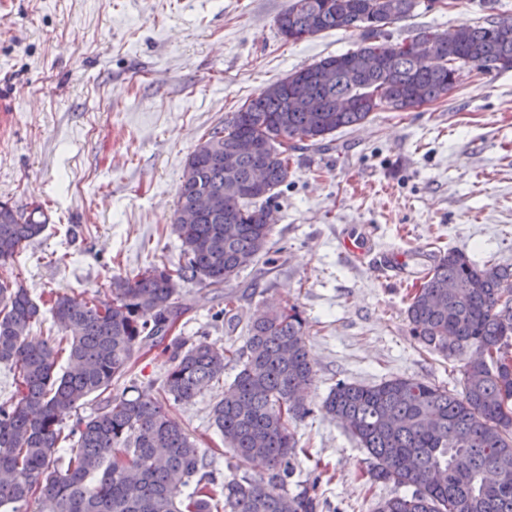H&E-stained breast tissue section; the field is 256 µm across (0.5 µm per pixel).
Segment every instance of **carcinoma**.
Returning a JSON list of instances; mask_svg holds the SVG:
<instances>
[{"label": "carcinoma", "instance_id": "cac0c4a2", "mask_svg": "<svg viewBox=\"0 0 512 512\" xmlns=\"http://www.w3.org/2000/svg\"><path fill=\"white\" fill-rule=\"evenodd\" d=\"M416 6L417 0H290L275 19L284 41L358 29L362 45L269 84L203 136L187 158L175 210L190 204L197 184L219 206L195 224H172L183 262L114 275L101 298L56 296L49 313L61 335L39 338L32 328L43 315L40 305L23 285L0 278V364L16 376L15 393L0 403V512H30L32 505L36 512H318L317 483L297 494L286 489L299 454L297 423L312 413L314 369L299 310L256 309L235 350L170 339L181 314L177 285L222 289L268 253V215L288 184V142L317 145L366 122L384 100L403 111L418 100L445 98L468 64L512 69L511 16L462 23L451 43L422 32L378 45L385 26ZM324 69L334 72L332 82L319 79ZM302 77L323 111L292 109L289 84ZM338 99L350 108L334 111ZM245 141L268 148L241 152ZM47 226L42 208L0 201V268ZM406 316L425 350L448 360L469 355L462 390L409 376L371 385L339 381L321 411L367 450L374 480L412 488L382 500L376 512H512V268L445 252L415 284ZM160 345L170 367L159 390L112 392V382ZM64 352L69 366L59 374ZM230 357L240 370L212 404V423L241 464L262 462L267 473L233 474L219 485L168 406L218 386ZM92 394L96 412L65 425ZM66 442L63 465L57 453Z\"/></svg>", "mask_w": 512, "mask_h": 512}]
</instances>
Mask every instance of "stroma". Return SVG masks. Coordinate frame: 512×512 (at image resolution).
Returning a JSON list of instances; mask_svg holds the SVG:
<instances>
[{
    "label": "stroma",
    "instance_id": "obj_1",
    "mask_svg": "<svg viewBox=\"0 0 512 512\" xmlns=\"http://www.w3.org/2000/svg\"><path fill=\"white\" fill-rule=\"evenodd\" d=\"M289 0H0V200L38 204L46 231L6 271L35 301L93 297L111 276L157 257L182 259L171 230L180 177L203 135L288 73L357 48L358 31L329 30L297 43L275 18ZM482 0H420L391 24L388 46L422 30L447 32L492 14ZM288 186L275 202L266 259L229 291L237 311L296 305L314 362L310 415L289 493L320 475L321 512H374L396 487L370 479L363 448L319 407L338 381L393 376L459 388L463 360L423 352L406 295L438 252L512 267V70L466 65L448 97L402 112L381 110L320 147L290 152ZM364 255L348 257L344 238ZM400 254V272L388 255ZM177 330L219 348L240 341L224 293L178 287ZM213 389L169 413L235 472L210 407Z\"/></svg>",
    "mask_w": 512,
    "mask_h": 512
}]
</instances>
